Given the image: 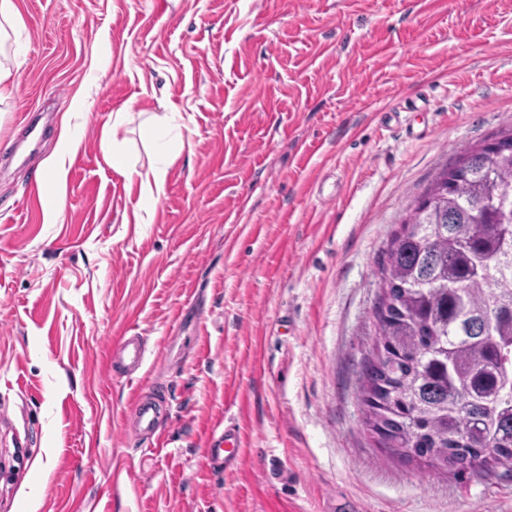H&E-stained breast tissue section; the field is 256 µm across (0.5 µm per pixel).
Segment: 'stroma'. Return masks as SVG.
I'll list each match as a JSON object with an SVG mask.
<instances>
[{"mask_svg": "<svg viewBox=\"0 0 512 512\" xmlns=\"http://www.w3.org/2000/svg\"><path fill=\"white\" fill-rule=\"evenodd\" d=\"M0 114V512H512V472L378 447L380 267L435 172L512 127V0H16ZM86 108L57 223L62 116ZM178 112L163 196L113 113ZM143 337L128 377L112 355ZM166 404L135 436L137 394ZM236 424L234 468L203 438ZM132 481L114 483V472ZM132 112H116L112 117V126L104 131L103 140L107 146L106 161L113 170L123 176L132 179L134 176L140 179L141 197L157 199L165 190L167 167L163 162L151 163L147 170L139 171L124 150L126 138H118L120 129L131 123ZM131 369L130 376L139 369L146 359V348L139 336H123L120 344Z\"/></svg>", "mask_w": 512, "mask_h": 512, "instance_id": "stroma-1", "label": "stroma"}]
</instances>
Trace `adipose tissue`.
I'll return each mask as SVG.
<instances>
[{"label":"adipose tissue","mask_w":512,"mask_h":512,"mask_svg":"<svg viewBox=\"0 0 512 512\" xmlns=\"http://www.w3.org/2000/svg\"><path fill=\"white\" fill-rule=\"evenodd\" d=\"M23 21L15 0H0V112L12 103L18 88L17 76L20 63L6 51L7 45L16 39ZM131 113L117 112L112 117L111 126L105 130L103 140L107 146L106 161L113 170L125 177H139L141 195L146 199L159 198L166 185L167 167L160 162L152 163L145 171H138L124 149V142L118 137L120 129L130 124ZM76 147L68 128H61L59 153L50 157L47 165L53 171L50 183L54 205L47 213L48 223H56L63 211L66 194L65 157Z\"/></svg>","instance_id":"obj_1"}]
</instances>
